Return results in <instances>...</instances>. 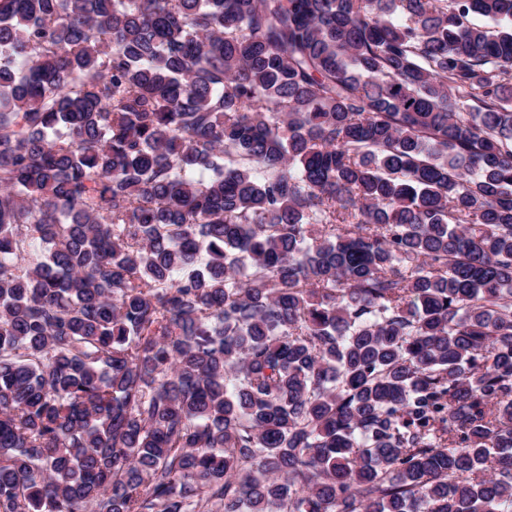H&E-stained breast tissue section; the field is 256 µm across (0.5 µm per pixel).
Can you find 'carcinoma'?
Listing matches in <instances>:
<instances>
[{
	"label": "carcinoma",
	"mask_w": 512,
	"mask_h": 512,
	"mask_svg": "<svg viewBox=\"0 0 512 512\" xmlns=\"http://www.w3.org/2000/svg\"><path fill=\"white\" fill-rule=\"evenodd\" d=\"M512 512V0H0V512Z\"/></svg>",
	"instance_id": "1"
}]
</instances>
